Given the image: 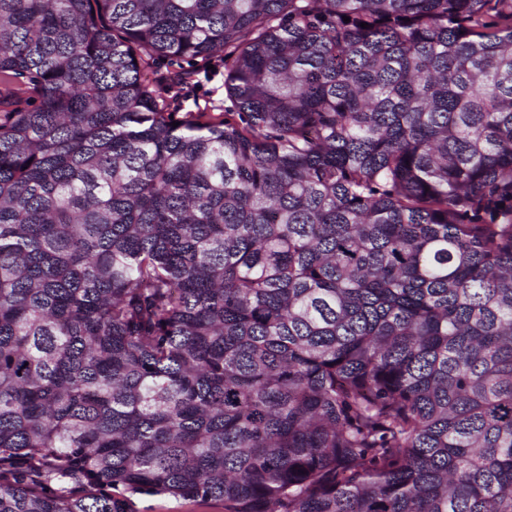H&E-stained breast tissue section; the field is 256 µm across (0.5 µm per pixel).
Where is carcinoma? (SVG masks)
Segmentation results:
<instances>
[{
    "label": "carcinoma",
    "instance_id": "obj_1",
    "mask_svg": "<svg viewBox=\"0 0 512 512\" xmlns=\"http://www.w3.org/2000/svg\"><path fill=\"white\" fill-rule=\"evenodd\" d=\"M1 85L0 512H512V0H0ZM214 70L208 69V64L199 61L193 63H171L159 61L150 72V77L164 89L168 99V111L196 112L197 106L205 105L211 112H224V68L216 66ZM197 71L190 84L184 87H175L174 78L179 72ZM134 509L137 512H222L219 503L197 505L181 498L165 496L136 495L133 497Z\"/></svg>",
    "mask_w": 512,
    "mask_h": 512
}]
</instances>
